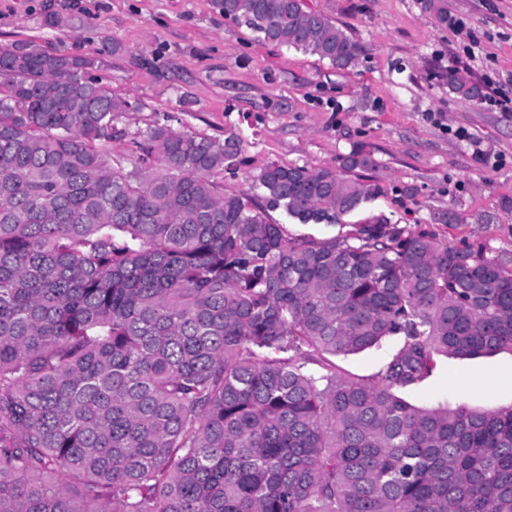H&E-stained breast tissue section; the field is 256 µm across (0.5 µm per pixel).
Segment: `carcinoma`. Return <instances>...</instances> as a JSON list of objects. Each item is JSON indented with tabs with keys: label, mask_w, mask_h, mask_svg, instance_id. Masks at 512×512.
I'll use <instances>...</instances> for the list:
<instances>
[{
	"label": "carcinoma",
	"mask_w": 512,
	"mask_h": 512,
	"mask_svg": "<svg viewBox=\"0 0 512 512\" xmlns=\"http://www.w3.org/2000/svg\"><path fill=\"white\" fill-rule=\"evenodd\" d=\"M260 38L352 66L300 0H216ZM95 57L0 43V512H512V406L418 408L436 356L512 351V268L372 214L339 167L269 163L224 193L241 141L140 104ZM448 87L481 95L450 70ZM396 338L375 377L335 359ZM268 219L279 224H287L286 227L290 233L293 234H306L315 237L336 234L339 226H330L327 224H295L293 221L287 219L281 210H270L267 212Z\"/></svg>",
	"instance_id": "1"
}]
</instances>
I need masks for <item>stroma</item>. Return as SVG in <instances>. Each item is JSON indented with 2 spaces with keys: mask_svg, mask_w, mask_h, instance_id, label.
I'll return each instance as SVG.
<instances>
[{
  "mask_svg": "<svg viewBox=\"0 0 512 512\" xmlns=\"http://www.w3.org/2000/svg\"><path fill=\"white\" fill-rule=\"evenodd\" d=\"M301 3L348 29L361 46L353 66L339 70L266 43L214 0H0V42L101 57L113 94L141 104L123 121L114 154H127L132 136L166 113L212 137L231 130L242 161L225 174L224 191L239 194L267 163L333 168L362 144L375 160L364 176L384 190L366 213L512 260V112L464 98L447 82L457 69L484 94L512 99V0H445V24L423 0ZM50 18L57 26H47ZM457 18L468 21L467 35L454 33ZM115 39L124 54H106ZM466 43L472 56L462 52ZM440 210L456 221L432 224ZM397 347L389 339L336 364L367 379ZM402 396L422 408L510 406L512 352L438 357L433 374Z\"/></svg>",
  "mask_w": 512,
  "mask_h": 512,
  "instance_id": "35a3bbf8",
  "label": "stroma"
}]
</instances>
